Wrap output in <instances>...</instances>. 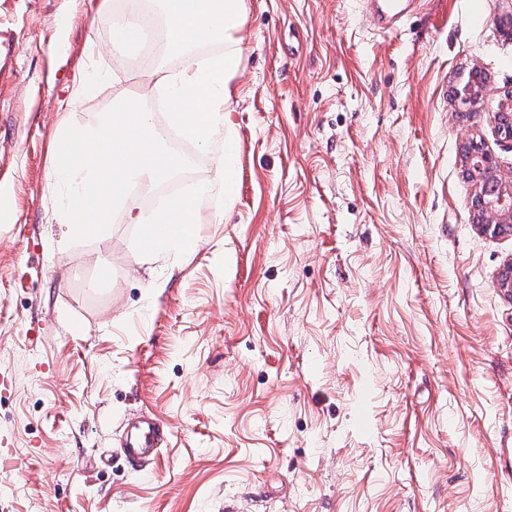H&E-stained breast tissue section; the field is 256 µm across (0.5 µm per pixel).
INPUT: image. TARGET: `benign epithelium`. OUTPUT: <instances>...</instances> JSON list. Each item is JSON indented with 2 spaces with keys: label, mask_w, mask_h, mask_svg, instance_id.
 <instances>
[{
  "label": "benign epithelium",
  "mask_w": 512,
  "mask_h": 512,
  "mask_svg": "<svg viewBox=\"0 0 512 512\" xmlns=\"http://www.w3.org/2000/svg\"><path fill=\"white\" fill-rule=\"evenodd\" d=\"M456 96L465 103H483L490 98L488 81L475 72ZM493 118L503 139L512 141V90L498 93ZM462 162L466 179L476 188L471 208L478 226L485 233H500L512 222V183L503 181L497 158L473 137L462 143Z\"/></svg>",
  "instance_id": "1"
}]
</instances>
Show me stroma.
Returning <instances> with one entry per match:
<instances>
[{
	"label": "stroma",
	"instance_id": "obj_1",
	"mask_svg": "<svg viewBox=\"0 0 512 512\" xmlns=\"http://www.w3.org/2000/svg\"><path fill=\"white\" fill-rule=\"evenodd\" d=\"M400 7L242 0L224 220L134 275L142 189L46 243L58 129L141 93L140 52L85 0H0V512H512V231L460 163L472 136L511 178L512 145L454 96L512 90V0ZM142 414L169 434L136 463ZM488 81L481 72H474L470 81L456 90V96L464 103L479 104L484 103L490 97Z\"/></svg>",
	"mask_w": 512,
	"mask_h": 512
}]
</instances>
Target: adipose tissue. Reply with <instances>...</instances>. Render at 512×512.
<instances>
[{"instance_id": "1", "label": "adipose tissue", "mask_w": 512, "mask_h": 512, "mask_svg": "<svg viewBox=\"0 0 512 512\" xmlns=\"http://www.w3.org/2000/svg\"><path fill=\"white\" fill-rule=\"evenodd\" d=\"M167 48L183 60L179 68L154 66L145 72V86L166 94L170 126L189 141L207 146L223 136L224 150L216 154L214 182L198 185L192 196L171 198L162 211H137L130 223L151 224L156 240L139 255L141 265L180 257L196 250L203 220L223 219V210L202 217L197 199L221 193L231 198L235 188L236 145L224 136L225 112L234 97V80L242 54L238 36L245 19L241 0H163ZM220 44L221 53L199 58L195 48ZM184 164L175 153L167 128L158 127L144 98L123 102L117 112L78 128L62 127L57 137L51 176L60 195L54 219L66 228L58 242L67 252L70 242L103 230L116 202L129 188L171 179Z\"/></svg>"}]
</instances>
